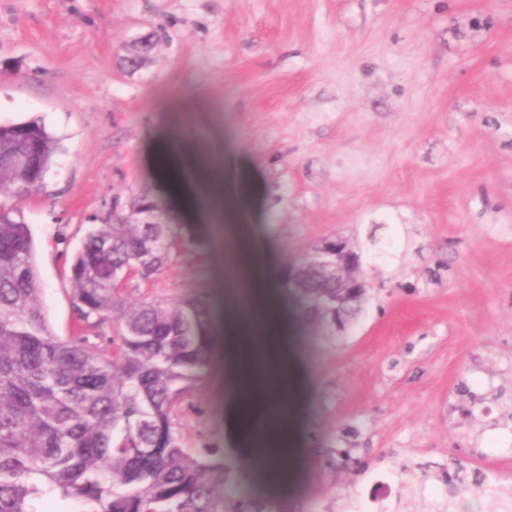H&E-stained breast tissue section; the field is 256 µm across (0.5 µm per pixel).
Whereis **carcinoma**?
I'll use <instances>...</instances> for the list:
<instances>
[{
	"mask_svg": "<svg viewBox=\"0 0 512 512\" xmlns=\"http://www.w3.org/2000/svg\"><path fill=\"white\" fill-rule=\"evenodd\" d=\"M55 141L36 121L0 125V198L24 199L44 179ZM161 207L144 197L112 224L90 228L71 264L75 307L103 327L121 306L115 281L150 279L183 241L169 225L142 224ZM0 201V512H36L51 493L83 512H273L229 480L230 465L183 452L173 415L179 384L208 364L199 297L123 311L115 357L86 336L51 332L39 296L28 225Z\"/></svg>",
	"mask_w": 512,
	"mask_h": 512,
	"instance_id": "cac0c4a2",
	"label": "carcinoma"
}]
</instances>
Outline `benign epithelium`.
<instances>
[{"label":"benign epithelium","mask_w":512,"mask_h":512,"mask_svg":"<svg viewBox=\"0 0 512 512\" xmlns=\"http://www.w3.org/2000/svg\"><path fill=\"white\" fill-rule=\"evenodd\" d=\"M361 265L360 254L344 240L325 239L297 269L294 285L303 294L317 289L331 299L330 325L340 331L366 298V283L358 275Z\"/></svg>","instance_id":"obj_1"}]
</instances>
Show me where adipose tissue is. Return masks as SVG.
Returning a JSON list of instances; mask_svg holds the SVG:
<instances>
[{"mask_svg": "<svg viewBox=\"0 0 512 512\" xmlns=\"http://www.w3.org/2000/svg\"><path fill=\"white\" fill-rule=\"evenodd\" d=\"M165 139L169 147L154 150L152 172L164 180L176 167L193 171V178L176 183L172 192L184 214L216 209L226 223H237L240 194L230 188L227 167L200 164L191 142L171 133ZM234 258L231 302L236 313L224 325L229 343L225 391L235 407L233 424L246 437L247 455L262 464L267 485L282 487L291 480L281 460L298 444L299 401L306 382L289 344V317L273 295L276 272L255 228L240 234Z\"/></svg>", "mask_w": 512, "mask_h": 512, "instance_id": "1", "label": "adipose tissue"}]
</instances>
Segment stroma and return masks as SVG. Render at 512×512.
I'll use <instances>...</instances> for the list:
<instances>
[{
  "instance_id": "obj_1",
  "label": "stroma",
  "mask_w": 512,
  "mask_h": 512,
  "mask_svg": "<svg viewBox=\"0 0 512 512\" xmlns=\"http://www.w3.org/2000/svg\"><path fill=\"white\" fill-rule=\"evenodd\" d=\"M57 142L28 224L53 334L79 327L71 259L148 196L185 241L124 307L208 297L211 362L173 422L191 456L283 512H434L453 464L512 502V0H0V125ZM239 162L242 223L269 246L308 392L294 477L272 491L230 434L225 347L234 230L185 221L149 170L167 131ZM340 235L369 296L336 342L298 317L293 272Z\"/></svg>"
}]
</instances>
